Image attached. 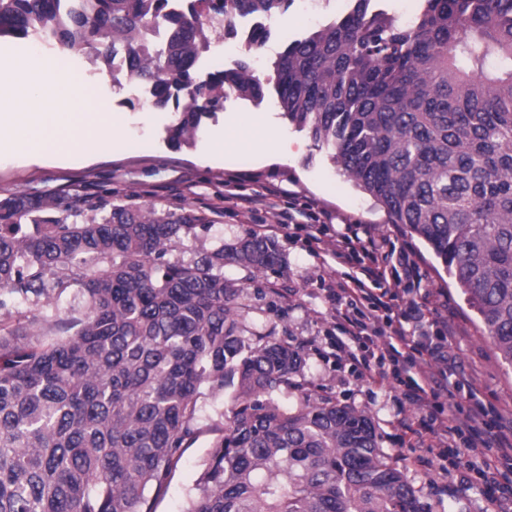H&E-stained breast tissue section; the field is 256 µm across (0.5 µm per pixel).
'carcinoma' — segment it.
Listing matches in <instances>:
<instances>
[{
	"label": "carcinoma",
	"instance_id": "cac0c4a2",
	"mask_svg": "<svg viewBox=\"0 0 512 512\" xmlns=\"http://www.w3.org/2000/svg\"><path fill=\"white\" fill-rule=\"evenodd\" d=\"M350 0L289 40L273 62L289 122L441 260L512 367V0ZM293 0H0V38L124 49L128 75L173 106L190 145L226 92L259 103L238 61L199 74L209 32L272 18ZM164 43L156 47L153 30ZM270 32L244 43L260 49ZM0 203V308L72 290L49 333L0 326V512H154L202 412L200 388L235 387L223 435L186 512H423L379 448L371 419L300 389L302 350L245 340L243 287L224 264L279 267L277 242L249 232L190 262L164 260L204 218L114 205L101 222Z\"/></svg>",
	"mask_w": 512,
	"mask_h": 512
}]
</instances>
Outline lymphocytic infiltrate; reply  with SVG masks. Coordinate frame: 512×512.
<instances>
[{
	"label": "lymphocytic infiltrate",
	"mask_w": 512,
	"mask_h": 512,
	"mask_svg": "<svg viewBox=\"0 0 512 512\" xmlns=\"http://www.w3.org/2000/svg\"><path fill=\"white\" fill-rule=\"evenodd\" d=\"M339 266H357L353 286L330 290L327 302L342 320L336 347L365 373L377 374L398 392L400 403L415 406V418H401L411 447L427 452L466 448L483 455L481 474L488 499L498 503L508 491L501 468L512 466V421L491 412L466 380L451 355L452 335L439 327L430 292L394 308L396 298L386 283L391 271L402 270L413 284L423 277L404 245L391 238L360 236L346 225L330 250ZM467 392L468 410H448L450 400Z\"/></svg>",
	"instance_id": "1"
}]
</instances>
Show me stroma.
<instances>
[{"instance_id": "obj_1", "label": "stroma", "mask_w": 512, "mask_h": 512, "mask_svg": "<svg viewBox=\"0 0 512 512\" xmlns=\"http://www.w3.org/2000/svg\"><path fill=\"white\" fill-rule=\"evenodd\" d=\"M280 49V44L270 42L258 56L238 48L235 60L247 62L266 84L264 100L254 103L228 94L223 109L203 120L195 143L178 148L168 140L175 112L154 108L148 100L130 94L113 82L94 49H83L90 72L81 89L112 113L120 136H144L146 148L140 151L132 146L96 160L87 159L79 146L65 157L50 154L31 160L18 154L1 155L0 203L17 197L54 199L59 203L55 216L78 224L103 217V210L87 207L100 198L114 204L152 205L176 214L191 211L203 217V224L184 243L166 253L170 262L196 260L248 232L263 235L265 226L290 216L304 224L323 222L332 233L343 225L357 224L370 235L399 238L412 250V259L424 275L423 287L435 293L439 317L452 325L453 353L460 372L481 391L485 402L503 414L512 413V368L502 363L495 346L485 338L476 312L443 264L404 227L389 223L384 210L326 151L314 145L307 132L296 130L284 116L272 90L273 62ZM221 135L234 139V146L219 148L216 139ZM270 137L288 141L292 153L287 159L265 161L252 149L253 141ZM255 195L268 196L269 205L253 218H244L235 200ZM273 237L282 255L278 269L257 274L234 264L224 267L225 278L245 287L240 302L247 312L249 331L303 351L306 364L297 377L302 391L334 398L371 418L380 448L403 474L424 512H493L476 475L481 455H465L459 466L440 473L427 463L422 449L410 447L398 424V403L389 383L336 359L332 341L340 333L339 319L326 302L325 291L345 282L343 268L315 252L302 232L277 230ZM73 303L70 291L58 298L19 299L0 309V323L21 324L29 333L40 334L45 330L44 316L67 317ZM233 395L230 386L219 392L202 388L204 412L198 432L172 470L155 512H185Z\"/></svg>"}]
</instances>
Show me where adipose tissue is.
I'll return each mask as SVG.
<instances>
[{
    "label": "adipose tissue",
    "mask_w": 512,
    "mask_h": 512,
    "mask_svg": "<svg viewBox=\"0 0 512 512\" xmlns=\"http://www.w3.org/2000/svg\"><path fill=\"white\" fill-rule=\"evenodd\" d=\"M30 76L20 80L0 65V152L60 146L74 128H82L83 146L109 153L117 150L111 113L79 93L58 59L32 49Z\"/></svg>",
    "instance_id": "adipose-tissue-1"
}]
</instances>
